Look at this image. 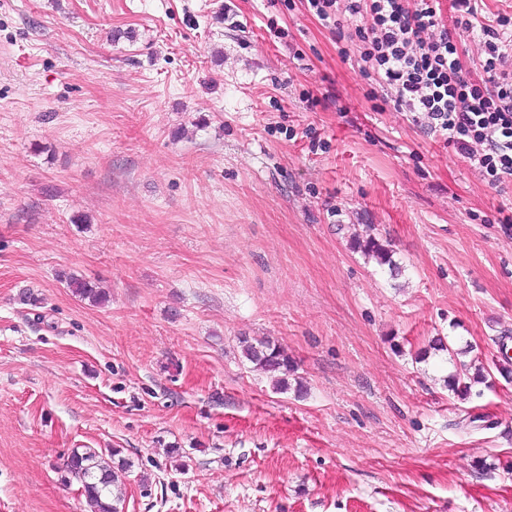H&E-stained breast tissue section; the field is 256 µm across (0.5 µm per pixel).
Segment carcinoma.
I'll list each match as a JSON object with an SVG mask.
<instances>
[{"instance_id":"obj_1","label":"carcinoma","mask_w":512,"mask_h":512,"mask_svg":"<svg viewBox=\"0 0 512 512\" xmlns=\"http://www.w3.org/2000/svg\"><path fill=\"white\" fill-rule=\"evenodd\" d=\"M357 247L367 254H373L380 260L396 267L392 263L388 252L382 248L378 241L369 236L364 240H356ZM67 285L72 293L93 302L102 299L101 294L87 282L71 277ZM243 356L257 369L268 373L279 374V383L287 387L286 377L294 371L293 362L287 353L277 345L267 341L255 345L248 340H242ZM486 380L483 364L477 359L470 362L462 361L454 374L450 375L448 386L452 390L462 393L471 388V382ZM68 471L81 483L86 499L91 503L94 512H120L118 504L122 498L113 495V488L118 481V475L110 466L100 459L99 452L93 448L82 451L73 450L67 461Z\"/></svg>"}]
</instances>
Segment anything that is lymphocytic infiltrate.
Wrapping results in <instances>:
<instances>
[{"label":"lymphocytic infiltrate","mask_w":512,"mask_h":512,"mask_svg":"<svg viewBox=\"0 0 512 512\" xmlns=\"http://www.w3.org/2000/svg\"><path fill=\"white\" fill-rule=\"evenodd\" d=\"M482 3L450 0L446 21L429 0H306L397 111L420 115L496 188L512 177V14L485 19ZM461 35L472 44L465 60Z\"/></svg>","instance_id":"1"}]
</instances>
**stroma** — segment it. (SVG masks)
I'll return each mask as SVG.
<instances>
[{"instance_id":"stroma-1","label":"stroma","mask_w":512,"mask_h":512,"mask_svg":"<svg viewBox=\"0 0 512 512\" xmlns=\"http://www.w3.org/2000/svg\"><path fill=\"white\" fill-rule=\"evenodd\" d=\"M341 49L305 0H0V512H90L77 448L123 512H512V179ZM241 343L243 356L246 360L253 364L256 369L268 373L281 374L283 377L279 378L278 382L281 384V387H287L288 382H286V379L289 373L294 372V366L292 360L283 349L269 341L254 345L245 339ZM478 360L479 358L477 357V359L473 358L469 363L459 361V367L457 366L455 374L450 375V379L447 381L448 386L452 388L451 390L456 391L457 393L466 392L471 388L472 381L480 382L475 380H486V376L484 374L485 367L482 362H479ZM476 362H479V364L476 365ZM472 368L475 370L473 375L470 374V370ZM101 460L102 457L94 448H85L82 452L77 448L70 455L67 468L81 483L86 499L95 512H120L117 505L121 503L122 498L113 497L118 475ZM109 496H112V502L109 501Z\"/></svg>"}]
</instances>
